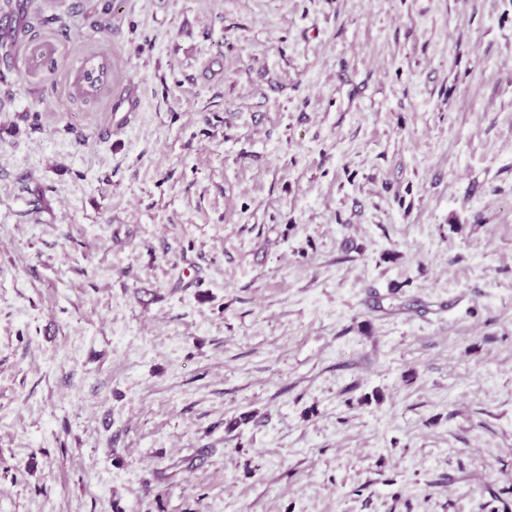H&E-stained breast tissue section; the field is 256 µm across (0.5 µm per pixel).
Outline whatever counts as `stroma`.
<instances>
[{
    "mask_svg": "<svg viewBox=\"0 0 512 512\" xmlns=\"http://www.w3.org/2000/svg\"><path fill=\"white\" fill-rule=\"evenodd\" d=\"M17 3L0 512H512V0ZM74 95L84 101L99 99L112 88V66L105 54L88 56L73 68Z\"/></svg>",
    "mask_w": 512,
    "mask_h": 512,
    "instance_id": "35a3bbf8",
    "label": "stroma"
}]
</instances>
